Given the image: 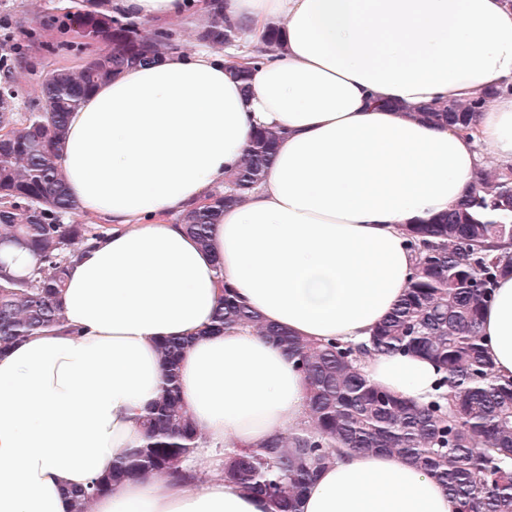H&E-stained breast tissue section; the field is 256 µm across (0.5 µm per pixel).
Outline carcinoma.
<instances>
[{"instance_id": "1", "label": "carcinoma", "mask_w": 512, "mask_h": 512, "mask_svg": "<svg viewBox=\"0 0 512 512\" xmlns=\"http://www.w3.org/2000/svg\"><path fill=\"white\" fill-rule=\"evenodd\" d=\"M48 22L57 32L51 50L106 49L77 72H46L42 106L20 113L10 74L27 63L37 30H27V42L16 48L0 44V128H11L0 138V252L29 251L38 261L27 276L0 263V350L62 325L57 298L70 259L79 245L101 235L100 228L76 222L77 207L66 192L59 145L68 113L123 69L154 64L177 49L173 33L141 29L112 14L108 0H65ZM239 34L240 27L224 18L223 0H214L199 40L220 48ZM279 46L280 32L272 26L251 60L260 62ZM496 94L487 91L466 103L437 101L415 113L465 127ZM278 140L275 130H256L224 189L178 217L201 247L210 246L211 226L224 209L241 203L265 178ZM407 235L416 259L411 280L396 308L359 344H317L266 324L224 286L209 332L255 329L288 352L308 385V424L256 449L224 451V478L262 496L271 512H300L307 486L333 462L337 448L401 456L446 487L454 512H512V380L494 375L479 336L499 277L512 273V179L487 172L448 211L407 225ZM187 343L180 337L158 343L167 386L138 419L142 443L122 451L108 474L72 493L74 512H90L94 498L147 474L193 476L184 464L201 433L178 384ZM387 354L434 361L444 372L436 397L420 406L372 384L361 362Z\"/></svg>"}]
</instances>
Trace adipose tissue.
I'll use <instances>...</instances> for the list:
<instances>
[{
	"label": "adipose tissue",
	"mask_w": 512,
	"mask_h": 512,
	"mask_svg": "<svg viewBox=\"0 0 512 512\" xmlns=\"http://www.w3.org/2000/svg\"><path fill=\"white\" fill-rule=\"evenodd\" d=\"M211 0H112L141 22L207 16ZM253 43L283 47L251 89L223 57L173 52L123 70L71 112L60 156L81 214L109 227L71 260L63 325L0 353V512H73L70 494L136 447L164 369L157 344L186 337L179 386L208 447L255 448L299 429L307 383L249 328L209 335L221 284L263 321L314 343L360 342L413 274L406 227L465 198L493 155L512 170V0H224ZM495 99L468 128L409 108ZM278 131L265 181L225 210L202 248L177 217L223 188L256 128ZM480 334L512 380V275ZM390 393L425 403L441 372L419 356L363 365ZM93 512H270L224 480L148 475L97 497ZM301 512H453L446 489L400 456L336 458Z\"/></svg>",
	"instance_id": "adipose-tissue-1"
}]
</instances>
